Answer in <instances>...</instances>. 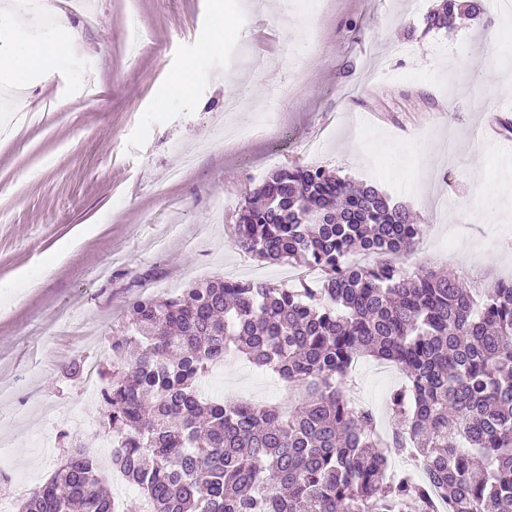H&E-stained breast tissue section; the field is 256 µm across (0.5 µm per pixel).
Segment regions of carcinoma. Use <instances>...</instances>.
<instances>
[{"label": "carcinoma", "mask_w": 512, "mask_h": 512, "mask_svg": "<svg viewBox=\"0 0 512 512\" xmlns=\"http://www.w3.org/2000/svg\"><path fill=\"white\" fill-rule=\"evenodd\" d=\"M485 7L440 0L426 26ZM235 231L245 252L321 279L214 278L133 304L101 396L112 470L139 489L142 512H512V279L489 284L476 308L456 274L389 260L423 225L376 187L320 167L275 171ZM354 252L384 260L355 265ZM229 352L298 399L209 397L206 379ZM365 356L407 377L389 395L385 438L343 390ZM16 512L116 504L99 458L75 440Z\"/></svg>", "instance_id": "carcinoma-1"}]
</instances>
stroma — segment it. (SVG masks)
<instances>
[{
    "label": "stroma",
    "instance_id": "stroma-1",
    "mask_svg": "<svg viewBox=\"0 0 512 512\" xmlns=\"http://www.w3.org/2000/svg\"><path fill=\"white\" fill-rule=\"evenodd\" d=\"M4 2L0 25L19 37L0 40V54L24 40L55 49L0 112V444L28 490L50 478L67 436L108 459L100 391L65 370L111 367L134 302L228 275L286 284L285 266L234 235L244 199L275 170L320 167L406 205L424 226L408 268L512 271V60L494 73L482 61L485 32L512 47V23L429 30L437 0H324L288 20L279 0H85L80 11L40 0L51 19L40 26ZM252 72L262 80L233 118L266 130L225 141L224 102ZM479 93L498 108L470 107ZM390 145L421 146L419 169L392 173ZM479 182L497 219L476 209ZM459 222L468 237L442 250ZM354 376V399L387 422L402 376L371 358ZM207 388L257 404L287 396L276 374L234 354Z\"/></svg>",
    "mask_w": 512,
    "mask_h": 512
}]
</instances>
